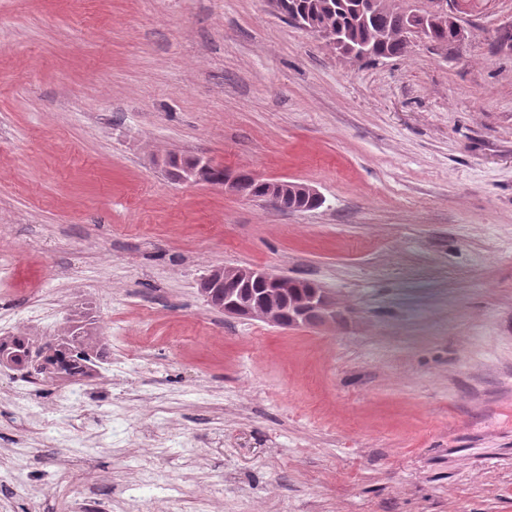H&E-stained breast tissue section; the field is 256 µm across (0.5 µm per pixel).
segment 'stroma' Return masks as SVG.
<instances>
[{"label":"stroma","instance_id":"stroma-1","mask_svg":"<svg viewBox=\"0 0 512 512\" xmlns=\"http://www.w3.org/2000/svg\"><path fill=\"white\" fill-rule=\"evenodd\" d=\"M470 36L353 62L268 0H0V255L133 351L66 447L0 375V506L63 512H512V0ZM312 186L285 210L168 158ZM310 280L322 326L211 308L214 267ZM149 394L122 447L97 415ZM323 201L319 197H301L292 189H285L281 199V207L291 210H314L321 207Z\"/></svg>","mask_w":512,"mask_h":512}]
</instances>
